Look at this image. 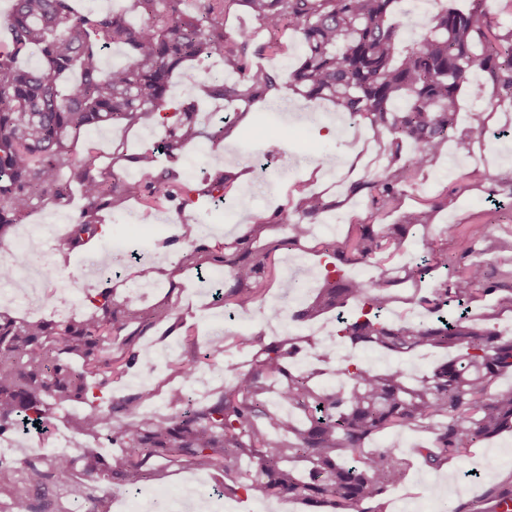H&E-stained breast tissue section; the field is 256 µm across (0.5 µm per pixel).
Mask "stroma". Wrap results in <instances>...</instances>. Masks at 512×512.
Here are the masks:
<instances>
[{
	"label": "stroma",
	"mask_w": 512,
	"mask_h": 512,
	"mask_svg": "<svg viewBox=\"0 0 512 512\" xmlns=\"http://www.w3.org/2000/svg\"><path fill=\"white\" fill-rule=\"evenodd\" d=\"M468 5L469 0H398L394 17L403 23V43H414L424 34L420 18L432 17L449 6L464 9ZM485 81L481 69L472 70L470 82L483 85L484 97L478 101L463 94L454 131L456 138L465 136L471 111L478 107L483 111L484 138L472 142L466 153L458 151L454 143L448 144L419 189L403 196L397 212L386 221L402 223L404 213L417 208L424 198L447 194L455 200L453 207L438 209L428 229H408L393 258L345 269L346 275L360 279L386 273L394 297L392 318H410L417 311L412 302L416 285L407 280L406 265L423 258L452 259L461 252L462 240L446 234L448 225L464 228L482 224L490 236L512 240V100H498ZM198 107L201 121L230 119L235 123L218 148L203 141L186 148L188 177L200 178L213 172L212 159L216 156L226 172L237 174L235 190L225 201L182 212L173 203L146 210L130 201L104 212L108 227L105 237L76 248L68 247L65 239L71 218L82 203L80 196H73L66 206L36 210L29 216V223L58 225L56 237L45 246L52 255L62 256L63 270L75 281L70 284L47 279L45 290L55 296L50 306L42 302L31 306L19 299L0 297V312L17 319L43 321L53 330L83 320L90 311L89 296L102 290L110 291L117 302L149 313L159 312V319L150 326L133 323L112 337L113 356L131 350L138 359L126 373L110 377L104 388L105 396L121 399L137 396L143 386H150L154 394L143 401L142 408L159 415L168 414L166 393L178 383L166 370L171 360L196 366L191 386L200 405H210L219 398L222 384L207 351L211 340L218 336L224 339L221 361L225 364L249 362L258 346L287 336L307 337V345L290 359L291 368L314 372L316 385L336 383L335 363H323L316 357L321 343L335 342V311L303 322L292 321L291 315L306 308L323 288L330 286L327 245L343 240L352 225L370 220L365 196H349L350 185L381 176L386 165L385 140L377 138L368 127L354 133L349 119L327 100L308 104L298 94L286 93L237 113L223 102L202 95ZM162 135V128L151 120L129 130L114 125L76 136L72 149L79 158L90 151L97 153L99 169L111 168L133 176L137 173L134 156L152 147ZM273 140L279 142L280 151L270 157L266 151ZM477 166L486 169L487 180L470 179V170ZM244 173L249 176L245 182L240 179ZM303 189L321 195L329 208L318 223L311 225L306 238L287 247L283 244L287 229L270 223L269 217L278 213L288 220H298L299 192ZM185 220L199 227L197 236L189 242L180 235ZM245 235L250 238L248 251L269 253L268 275L260 287L247 293L244 305L228 311L223 292L212 284L219 275L215 261L234 254ZM117 243L124 252L142 254V261L121 268L116 275L101 274ZM297 257L302 260L298 270L307 287L289 300L288 315L270 319L266 311L271 303L280 301ZM244 338L250 339V346H241ZM361 356L374 369L399 367L413 378L428 373L441 358L437 352L396 358L371 349L363 350ZM85 409L81 402L56 408L49 425L38 436L8 431L14 460H37L39 449L53 448L57 429L69 425L71 417ZM86 445L96 449L105 462L99 479H84L83 454L73 451L71 477L46 481L33 495V512H86L94 504L101 512H128L130 505L153 500L160 492L167 495L168 512H180V494L191 485L202 486L209 512H316L298 500L261 503L244 492L225 491L223 468L200 471L178 458L150 460L143 475L131 481L112 471L116 446L103 439L87 440ZM492 458L498 461L496 468L486 469V460ZM510 478L512 432L470 449L465 456L450 461L444 472L428 470L420 461H413L405 482L389 488L378 506L381 512H424L425 504L451 485L455 488L452 506L462 507L476 500L481 512H492L484 493Z\"/></svg>",
	"instance_id": "1"
}]
</instances>
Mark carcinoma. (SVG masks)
<instances>
[{
	"instance_id": "carcinoma-1",
	"label": "carcinoma",
	"mask_w": 512,
	"mask_h": 512,
	"mask_svg": "<svg viewBox=\"0 0 512 512\" xmlns=\"http://www.w3.org/2000/svg\"><path fill=\"white\" fill-rule=\"evenodd\" d=\"M183 0H129V10L143 16L138 26L113 11L80 13L72 0H13L5 24L8 38L0 44V241L3 228L20 224L35 209L62 206L72 184L81 186L83 206L67 238L77 247L100 229L99 213L134 199L152 208L165 202L184 208L201 199L219 201L233 190L234 178L219 172L199 182H184L177 166L184 146L198 139L222 141L234 123L202 126L197 121L195 89L180 102L168 100L173 73L188 60L205 63L214 55L237 78L214 76L201 90L239 109L276 95L278 74L255 67L250 57L274 52L278 37L291 30L299 37L302 55L288 73V87L313 102L330 99L352 121L389 136L387 165L378 179L353 185L368 189L370 207L391 210L418 185L455 127L459 94L478 67L499 93L512 96V29L496 34L483 21L487 0H471L465 12L448 8L426 21L429 30L407 48H399V26L392 21L396 0H196L193 11ZM247 8L267 41L241 31L224 30V17ZM126 50L120 65L105 67L104 53ZM38 66L20 68L16 60L31 48ZM151 117L164 134L156 148L134 157L139 177L93 174L96 158L77 159L71 138L103 125L131 128ZM485 134L475 115L467 139ZM169 166L158 168L156 152ZM303 220L288 225L290 246L309 234V224L327 208L318 195L301 198ZM434 207L406 215L407 226L427 228ZM397 227L357 224L355 236L331 246L340 265L364 263L391 249ZM473 243L492 254L512 245L489 237L484 226L471 231ZM267 255L255 253L224 261L238 284L264 272ZM487 265L467 263L416 304L419 320L392 321L390 282L383 274L369 280L336 281L319 300L294 314L304 321L323 309L356 305L355 314L339 317L336 342L353 349L377 347L395 356L426 350L455 349L458 355L441 362L414 384L400 369L379 372L351 354L336 364L348 385L317 388L312 377L288 368L300 338L290 336L263 346L245 365L216 366L224 378V395L199 407L184 390L167 395L168 416H143L138 403L125 406L126 416L112 424L102 407L98 377L112 368L99 364L92 347L112 333L141 319L138 310L119 305L107 292L90 298L93 311L76 327L51 335L44 323H19L0 314V435L20 423L40 425L51 410L71 401L89 410L71 422L78 437L96 439L102 431L120 446L115 467L135 477L153 457H179L207 471L224 463L235 474L246 460L252 471L239 484L260 501L299 498L332 512H378L364 504L379 499L404 481L410 465L400 448L367 445L394 429H425L430 441L411 452L423 466L441 469L487 439L512 431V388L495 387L497 376L512 370V338L479 328L462 313L448 318L449 306L468 308L478 296L495 295L507 287L512 272L492 280ZM81 359L73 367L62 352ZM280 383L276 400L303 413L300 428L279 417L266 404L270 383ZM304 463L300 470L294 463ZM24 479H18V470ZM0 467V497L11 500L13 512H29L31 492L47 473L26 461L22 468Z\"/></svg>"
}]
</instances>
